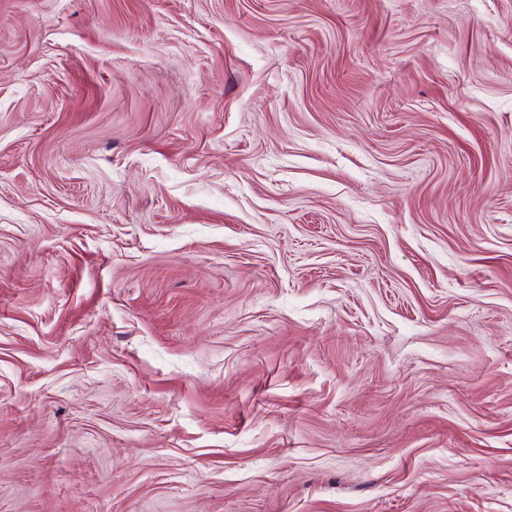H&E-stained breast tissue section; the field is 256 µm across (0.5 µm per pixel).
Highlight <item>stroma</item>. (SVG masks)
<instances>
[{
	"instance_id": "obj_1",
	"label": "stroma",
	"mask_w": 512,
	"mask_h": 512,
	"mask_svg": "<svg viewBox=\"0 0 512 512\" xmlns=\"http://www.w3.org/2000/svg\"><path fill=\"white\" fill-rule=\"evenodd\" d=\"M0 512H512V0H0Z\"/></svg>"
}]
</instances>
